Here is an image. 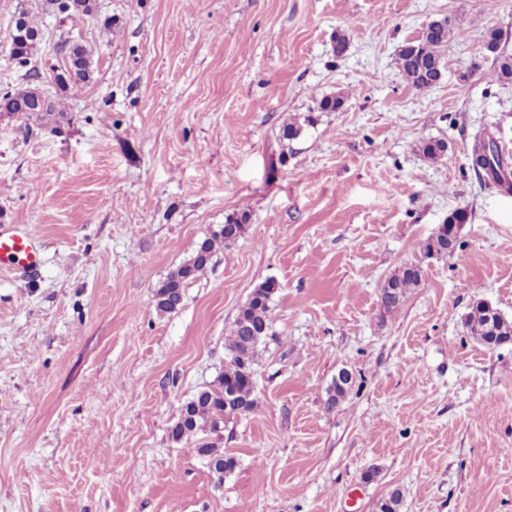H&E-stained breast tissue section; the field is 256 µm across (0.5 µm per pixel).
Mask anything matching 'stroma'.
Returning a JSON list of instances; mask_svg holds the SVG:
<instances>
[{"mask_svg":"<svg viewBox=\"0 0 512 512\" xmlns=\"http://www.w3.org/2000/svg\"><path fill=\"white\" fill-rule=\"evenodd\" d=\"M32 3L0 0V86L26 82L9 26ZM98 10L43 19L96 62L75 94L53 56L34 59L61 132L0 119V225L44 245L35 277L0 270V512H378L395 489L399 512H512V343L484 346L463 323L479 300L512 319V192L481 187L467 161L478 133L512 160V83L491 79L482 46L493 26L512 54V0ZM442 17L456 26L442 77L415 90L396 53ZM340 90V111L317 110ZM293 122L300 137L281 144ZM426 140L447 159H424ZM457 209L459 247L424 257L418 242ZM241 210L245 234L158 312L159 282ZM410 263L419 287L381 314V287ZM268 280L259 407L225 425L237 466L220 478L168 430ZM342 369L352 387L327 407Z\"/></svg>","mask_w":512,"mask_h":512,"instance_id":"obj_1","label":"stroma"}]
</instances>
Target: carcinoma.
<instances>
[{"label": "carcinoma", "mask_w": 512, "mask_h": 512, "mask_svg": "<svg viewBox=\"0 0 512 512\" xmlns=\"http://www.w3.org/2000/svg\"><path fill=\"white\" fill-rule=\"evenodd\" d=\"M97 13L96 0H38L36 8H23L12 17L9 36L11 58L19 69H25L32 63V57L44 47L62 58L68 79L57 81L62 88L73 93L82 91L93 73V51L80 42L59 40L50 42L45 37L42 16L52 14L75 18L92 16ZM453 34L452 25L435 27L427 24L420 39L411 42L417 47V54L442 60V51L448 45ZM503 40L501 30L487 27L483 31V43L496 48L493 76L500 82L512 78V55L500 51ZM396 64L408 85L416 90L427 89V74L420 68L418 58L400 51ZM17 117L25 124L48 127L52 132L61 131L66 113L61 103L39 85L29 83L24 87L0 88V116ZM420 150L423 156L439 162L448 157V144L442 140H427ZM485 164L486 184L512 189L508 164L500 150L493 149L492 143L477 134L469 154V164L478 170ZM246 212H234L226 216L224 224L200 240L192 257L171 271L156 289L155 307L163 313L177 311L183 302L185 288L203 271L211 261L216 249L229 246L240 238L248 225ZM420 252L427 257L448 255V239L437 233L418 244ZM422 278L421 267L405 265L390 276L379 292L380 310L390 313L404 301L409 291L419 286ZM278 292L276 282L267 280L255 288L241 306L237 317L224 339L226 363L224 371L213 384L198 390L187 399L180 409L177 420L169 428V435L176 443L186 445L202 459L215 475L222 476L236 465L235 458L224 453L223 449L208 440L217 426L226 425L230 420L254 412L258 407L254 395L253 366L259 353V347L270 336L271 304ZM465 325L472 335L485 343L505 344L512 342V321L500 313L487 312L480 301L473 304L465 319ZM351 387L349 379L338 373L333 394L327 399V408L336 406L344 399Z\"/></svg>", "instance_id": "cac0c4a2"}]
</instances>
